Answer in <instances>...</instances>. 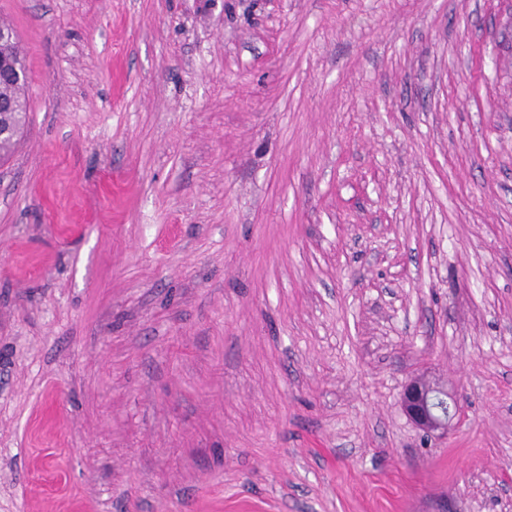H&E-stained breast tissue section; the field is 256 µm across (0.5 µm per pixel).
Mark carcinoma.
<instances>
[{
    "label": "carcinoma",
    "instance_id": "1",
    "mask_svg": "<svg viewBox=\"0 0 512 512\" xmlns=\"http://www.w3.org/2000/svg\"><path fill=\"white\" fill-rule=\"evenodd\" d=\"M0 30L12 33V37L0 41V57L12 59L19 65L21 77L0 80V99L11 104V108L0 111V161L11 156L19 144L26 127L29 112V69L20 45L18 34L12 24L0 21Z\"/></svg>",
    "mask_w": 512,
    "mask_h": 512
}]
</instances>
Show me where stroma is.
<instances>
[{
  "label": "stroma",
  "instance_id": "35a3bbf8",
  "mask_svg": "<svg viewBox=\"0 0 512 512\" xmlns=\"http://www.w3.org/2000/svg\"><path fill=\"white\" fill-rule=\"evenodd\" d=\"M0 18V512H512V0ZM0 30H6L12 33V37L7 38V32H0V99L7 100L11 104L4 103V108L9 110L0 111V129L1 132L7 131L0 138V161L9 158L19 144L26 127L27 114L29 112V69L27 59L20 45L18 34L12 24L1 19ZM5 58H11L19 65L21 71L20 78L6 79L17 73L13 64ZM402 409L415 426L427 432L447 433L449 423L462 411L456 395L413 379L404 387Z\"/></svg>",
  "mask_w": 512,
  "mask_h": 512
}]
</instances>
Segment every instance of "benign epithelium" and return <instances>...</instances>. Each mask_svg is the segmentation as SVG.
<instances>
[{"label":"benign epithelium","instance_id":"1","mask_svg":"<svg viewBox=\"0 0 512 512\" xmlns=\"http://www.w3.org/2000/svg\"><path fill=\"white\" fill-rule=\"evenodd\" d=\"M401 404L410 421L427 432H448L449 423L462 411L455 394L418 379L405 385Z\"/></svg>","mask_w":512,"mask_h":512}]
</instances>
